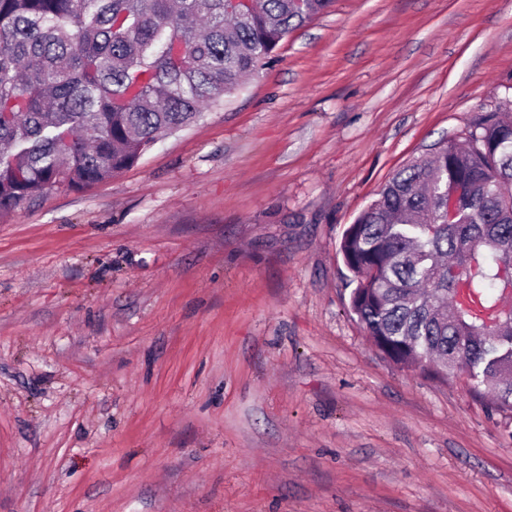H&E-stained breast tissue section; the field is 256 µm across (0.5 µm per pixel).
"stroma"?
Returning <instances> with one entry per match:
<instances>
[{
    "label": "stroma",
    "mask_w": 512,
    "mask_h": 512,
    "mask_svg": "<svg viewBox=\"0 0 512 512\" xmlns=\"http://www.w3.org/2000/svg\"><path fill=\"white\" fill-rule=\"evenodd\" d=\"M512 103V0H335L134 166L0 215V512H512V413L390 362L343 232Z\"/></svg>",
    "instance_id": "stroma-1"
}]
</instances>
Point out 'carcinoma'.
<instances>
[{
  "label": "carcinoma",
  "mask_w": 512,
  "mask_h": 512,
  "mask_svg": "<svg viewBox=\"0 0 512 512\" xmlns=\"http://www.w3.org/2000/svg\"><path fill=\"white\" fill-rule=\"evenodd\" d=\"M334 0H0V214L47 190L134 166L201 120L280 42ZM461 189L453 222L443 199ZM349 308L402 367L467 374L512 412V324L460 312L454 288L507 302L512 268V117L483 112L465 134L398 170L344 232Z\"/></svg>",
  "instance_id": "carcinoma-1"
}]
</instances>
